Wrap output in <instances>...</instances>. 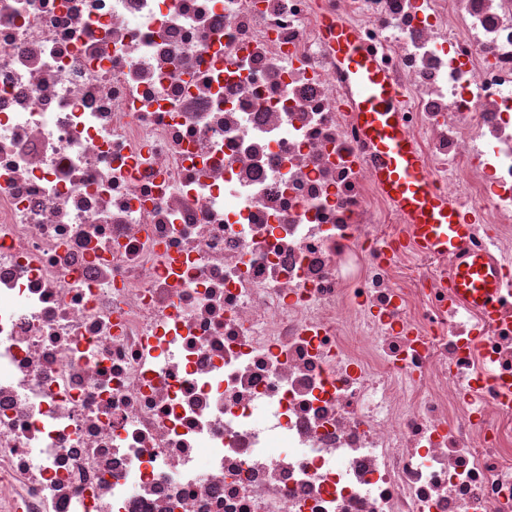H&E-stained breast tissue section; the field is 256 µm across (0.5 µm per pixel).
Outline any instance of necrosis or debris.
<instances>
[{
	"label": "necrosis or debris",
	"instance_id": "obj_1",
	"mask_svg": "<svg viewBox=\"0 0 512 512\" xmlns=\"http://www.w3.org/2000/svg\"><path fill=\"white\" fill-rule=\"evenodd\" d=\"M325 14L493 312L377 186ZM0 512H512V0H0ZM501 287L502 282L495 269L482 255L475 252H470L463 258L453 279V288L465 300L487 312L494 309Z\"/></svg>",
	"mask_w": 512,
	"mask_h": 512
}]
</instances>
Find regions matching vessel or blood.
Returning a JSON list of instances; mask_svg holds the SVG:
<instances>
[{"mask_svg": "<svg viewBox=\"0 0 512 512\" xmlns=\"http://www.w3.org/2000/svg\"><path fill=\"white\" fill-rule=\"evenodd\" d=\"M318 30L333 48L336 60L352 83L356 126L379 159L377 181L405 219L415 225L417 243L425 250L452 251L470 234L466 215L431 180L422 157L407 134L401 92L356 30L323 16ZM453 286L468 302L493 310L502 282L478 253H468Z\"/></svg>", "mask_w": 512, "mask_h": 512, "instance_id": "vessel-or-blood-1", "label": "vessel or blood"}]
</instances>
